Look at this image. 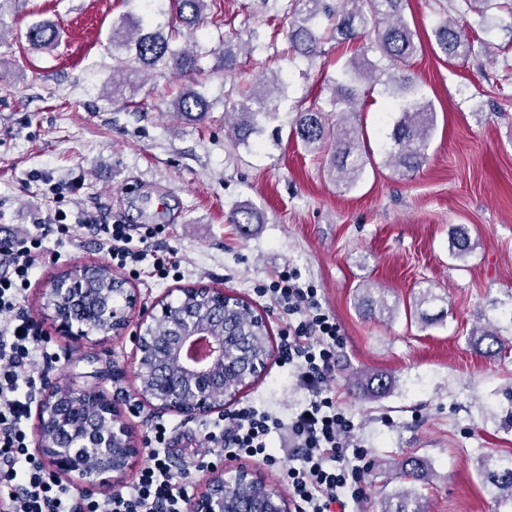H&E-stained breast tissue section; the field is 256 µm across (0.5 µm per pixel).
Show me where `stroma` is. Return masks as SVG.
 Instances as JSON below:
<instances>
[{"mask_svg": "<svg viewBox=\"0 0 512 512\" xmlns=\"http://www.w3.org/2000/svg\"><path fill=\"white\" fill-rule=\"evenodd\" d=\"M228 25L207 22L183 42L193 44L199 73L138 74L134 88L113 98V22L143 16L142 0H5L0 18V230L17 237L39 218L63 209L70 231L43 232L45 258L31 276L20 306L53 355L45 383L104 393L139 442L167 428V459L189 495L206 474L194 450L224 423L212 414L187 418L139 402L131 335H67L45 307V291L60 271L104 263L84 215L105 224L151 232L154 248L175 251L178 271L167 279L128 275L137 309L177 301L181 289L221 288L263 314L272 346H280L286 317L258 297L280 272L297 271L318 290L323 309L336 319L340 344L333 373L324 382L354 423L351 440L366 448L364 498L359 512H380L382 497L412 491L427 512H512L484 482L487 456L512 458V11L502 0H409L405 17L416 33L409 72L436 111L428 159L399 173L385 164L382 145L393 125L391 100L378 84L360 80L353 119L371 154L358 182L344 188L326 168L330 149L307 151L291 133L297 112L325 102L330 81L350 54L336 43L307 60L288 51L291 0H217ZM463 21L467 33L489 50L465 61L448 60L434 28L445 18ZM56 23L61 42L53 51L27 43L29 26ZM241 36L250 49L235 73L217 68L224 40ZM283 81L258 118L260 131L234 143L225 112L239 89L262 73ZM197 86L211 104L200 122L182 121L170 107L179 92ZM256 211L259 223H230L237 205ZM470 249L451 252L455 229ZM387 295L389 310L366 312L364 285ZM433 299L419 302L423 291ZM496 328L505 342L488 357L471 341L475 328ZM391 378L383 395L370 398V376ZM242 400L289 420L309 393L288 368L271 361ZM276 463H244L273 484L299 454L287 433L272 435ZM424 461L429 479L401 477L400 460Z\"/></svg>", "mask_w": 512, "mask_h": 512, "instance_id": "35a3bbf8", "label": "stroma"}]
</instances>
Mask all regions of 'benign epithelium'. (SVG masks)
Instances as JSON below:
<instances>
[{
	"mask_svg": "<svg viewBox=\"0 0 512 512\" xmlns=\"http://www.w3.org/2000/svg\"><path fill=\"white\" fill-rule=\"evenodd\" d=\"M114 280L126 288L127 301L123 306L112 305L93 316L86 315L78 320L58 307H52L54 317L69 334L83 338L91 333L108 336L119 335L130 326V310L135 306V295L127 288V280L113 275ZM182 295L200 294L210 300L202 308L191 311L189 328L178 331L169 339V359L181 368L178 384L165 379L162 366L150 361L147 347L153 345L152 330L171 315L169 302L159 303L160 311L145 312L136 323L134 332L135 352L133 374L137 385L136 396L144 403L156 404L164 411L176 412L194 418L210 414H224V407L250 387L266 371L273 357V346L254 358L242 371L229 359L225 337L212 334L214 308L228 305H251L238 295L222 288H182ZM239 375V390L216 396L213 394L214 381L224 374ZM94 407L106 430L91 436L95 448V462L87 455L66 450L53 444L60 418L67 416L77 419L85 410ZM34 445L42 462L55 474L70 481L95 488L106 496L112 487L130 472L141 458V448L134 432L116 420L114 406L109 398L99 392L75 393L68 389H48L38 403L37 419L34 425ZM234 486L249 488L254 493L249 498L235 502L234 512H294L295 504L279 488L269 484L255 470L239 466L230 478L224 477V469H210L203 488L189 503V512H228L231 492L228 481Z\"/></svg>",
	"mask_w": 512,
	"mask_h": 512,
	"instance_id": "benign-epithelium-1",
	"label": "benign epithelium"
}]
</instances>
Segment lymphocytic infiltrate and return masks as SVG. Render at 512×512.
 I'll list each match as a JSON object with an SVG mask.
<instances>
[{
  "instance_id": "obj_1",
  "label": "lymphocytic infiltrate",
  "mask_w": 512,
  "mask_h": 512,
  "mask_svg": "<svg viewBox=\"0 0 512 512\" xmlns=\"http://www.w3.org/2000/svg\"><path fill=\"white\" fill-rule=\"evenodd\" d=\"M83 223L118 266L134 270L147 261L160 278L180 266L173 253L153 250L147 236L133 238L128 225L103 224L93 215ZM0 254L11 270L0 276V512H181L186 489L164 459V425H156L147 442L146 463L133 491L109 499L74 495L30 454L23 424L50 355L39 345L32 321L17 300L42 262V237L9 241L0 246ZM269 293L288 318L280 362L291 366L310 397L286 422L252 404L226 413L224 433L205 434L207 449L199 459L264 453L270 435L288 429L302 450L298 465L286 468L283 477L297 512H348L350 504L363 499L360 477L366 452L348 440L352 420L321 390L339 342L336 322L324 311L317 289L303 286L295 273L280 276Z\"/></svg>"
}]
</instances>
